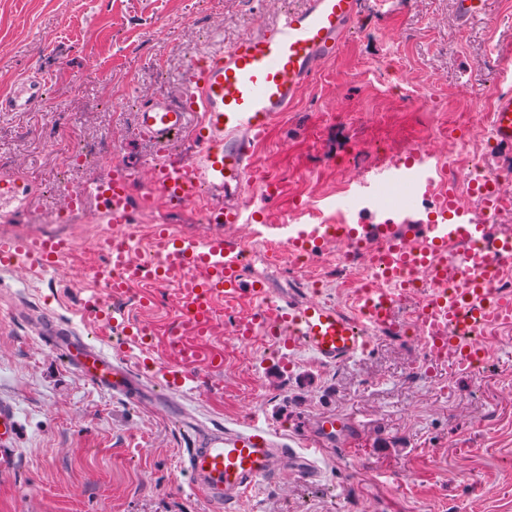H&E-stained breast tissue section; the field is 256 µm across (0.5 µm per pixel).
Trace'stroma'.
I'll list each match as a JSON object with an SVG mask.
<instances>
[{"label":"stroma","mask_w":512,"mask_h":512,"mask_svg":"<svg viewBox=\"0 0 512 512\" xmlns=\"http://www.w3.org/2000/svg\"><path fill=\"white\" fill-rule=\"evenodd\" d=\"M304 0H0V94L31 71L49 80L34 112L0 114V156L15 158L39 185L7 229L47 235L45 216L63 204L62 182L103 178L92 158L69 168L68 145L115 140L128 170L154 158L156 146L135 131L134 114L149 98L177 97L184 71L204 49L241 35ZM512 58V0H486L483 15L456 17V0H361L346 47L325 62L300 101L271 127L257 149L260 170L283 177L266 201L265 236L291 223L296 198L313 199L324 216L356 176L409 157L426 121L414 102L428 94L437 120L450 123L484 107ZM125 87L114 109L109 83ZM79 123L48 144L44 131L63 117ZM154 220L180 235L223 232L194 211L160 202ZM111 231L89 220L71 226L81 252L56 274L0 268V403L20 414L17 449L0 461V512H212L184 467L199 434L265 419L285 442L310 431L325 412L360 427L356 448L328 447L322 481L295 476L266 481L235 512H512V328L469 372L430 362L413 338L376 335L367 353L347 363H319L272 337L241 344L224 325L190 337L221 357L176 410L100 391L80 379L38 335L42 317L72 327L142 383L159 389L171 363L175 321L168 288L127 296L133 322L155 334L135 346L126 331L82 313V289L98 261L92 244ZM247 279L264 281L292 303L312 298L286 268L250 252Z\"/></svg>","instance_id":"obj_1"}]
</instances>
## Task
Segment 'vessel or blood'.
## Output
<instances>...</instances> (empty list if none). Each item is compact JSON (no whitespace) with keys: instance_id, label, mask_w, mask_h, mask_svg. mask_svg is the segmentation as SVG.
I'll use <instances>...</instances> for the list:
<instances>
[{"instance_id":"1","label":"vessel or blood","mask_w":512,"mask_h":512,"mask_svg":"<svg viewBox=\"0 0 512 512\" xmlns=\"http://www.w3.org/2000/svg\"><path fill=\"white\" fill-rule=\"evenodd\" d=\"M359 16V0H305L302 9L281 14L274 22L226 48L204 52L191 61L180 102L161 96L153 98L136 114L138 134L159 148L171 147L177 134H190L194 152L179 162L157 159L152 170L171 204L192 196L227 197L220 224L254 223L262 210L244 189L249 183L255 150L272 123L298 101L322 64L342 49L351 24ZM43 77L32 72L11 94L0 95V112H32L41 100ZM492 137L499 146L512 147V87L499 91L490 114ZM441 172L431 153L422 152L414 161L378 167L362 176L352 193L343 199L353 206L368 199L379 187L398 189L390 207L406 223L407 232L439 252H456L462 275L485 259L468 248L478 238L492 243L495 251L512 253V235H493L485 224H416L403 189L420 190L441 181ZM29 189L16 176L0 175V209H23ZM129 188L124 173L98 190L97 221L125 224L131 216ZM68 240L36 238L30 241L0 239V267L29 266L56 268L71 251ZM177 283L179 316L193 335L209 332L211 309L218 300L250 293L261 308L254 322L243 323L238 336L251 335L262 327L270 336L282 337L289 346L309 351L319 362L341 364L358 357L370 347L371 327L394 324L392 306L377 296L365 298L354 312L322 302L303 305L281 303L259 282H247L239 249L223 236L202 239L162 230L157 234L150 259L130 262L124 253L110 254L99 268L84 301L85 313H105L113 326L130 328L124 308L107 306V298H118L128 283L158 278ZM471 297L436 294L434 301L452 324L463 330L495 323L512 326V297L490 299L482 282L472 280ZM58 355L99 390L123 396L138 389L136 377L123 363L86 342L74 330L45 322L40 330ZM198 354L191 345L180 346L176 360L166 365L162 376L171 392L189 394L199 385L195 367ZM16 409L0 405V456L8 457L18 435ZM354 421L335 414L318 417L310 441L301 448H279L272 440L266 421L251 416L238 429L214 430L194 443L185 468L195 487L220 512H227L261 482L277 475L281 466L308 482L319 481L322 470L316 456L322 446L355 441Z\"/></svg>"}]
</instances>
